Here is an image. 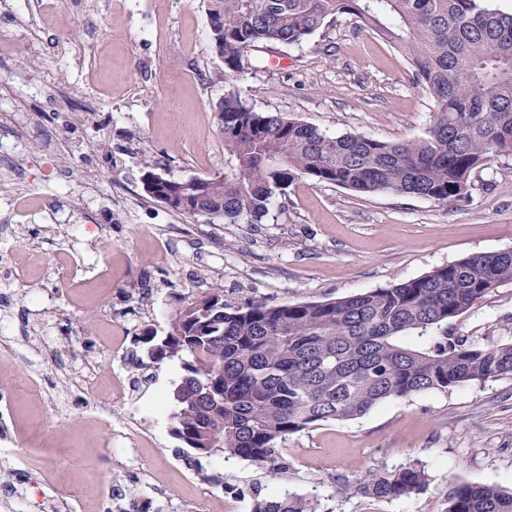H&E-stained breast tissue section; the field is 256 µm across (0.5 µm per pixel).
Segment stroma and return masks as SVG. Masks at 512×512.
<instances>
[{
    "instance_id": "1",
    "label": "stroma",
    "mask_w": 512,
    "mask_h": 512,
    "mask_svg": "<svg viewBox=\"0 0 512 512\" xmlns=\"http://www.w3.org/2000/svg\"><path fill=\"white\" fill-rule=\"evenodd\" d=\"M236 91L336 136L423 137L434 99L407 58L343 14L261 69L224 73L203 0H0V512H250V488L321 512H442L455 483L512 491V377L388 400L279 444L274 462L213 456L194 470L172 435L177 362L140 368L136 334L164 335L181 301L339 299L512 248V158L477 171L445 205L299 180L259 224L180 215L142 189L144 159L176 179L224 166L215 106ZM73 197L59 199L67 157ZM61 201L70 221L53 220ZM448 333L512 342V285ZM142 432L135 443L116 431ZM418 462L427 487L398 499L341 479Z\"/></svg>"
}]
</instances>
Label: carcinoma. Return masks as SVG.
<instances>
[{"label":"carcinoma","mask_w":512,"mask_h":512,"mask_svg":"<svg viewBox=\"0 0 512 512\" xmlns=\"http://www.w3.org/2000/svg\"><path fill=\"white\" fill-rule=\"evenodd\" d=\"M224 71L254 68L269 44L295 46L342 14L394 45L416 85L436 102L426 136L388 143L330 136L257 112L234 92L216 106L224 171L176 180L144 162L143 190L185 215L260 221L295 181L360 195L452 204L471 176L512 157V12L490 0H204ZM512 284V249L473 254L414 278L334 301L243 306L218 291L181 306L163 336L138 342L153 365L176 360L172 434L191 456L268 462L288 437L361 417L389 399L512 377V343L448 337V322ZM424 467L407 464L358 484L379 499L422 491ZM251 512H317L312 500L251 492ZM443 512H512V492L453 484Z\"/></svg>","instance_id":"1"}]
</instances>
